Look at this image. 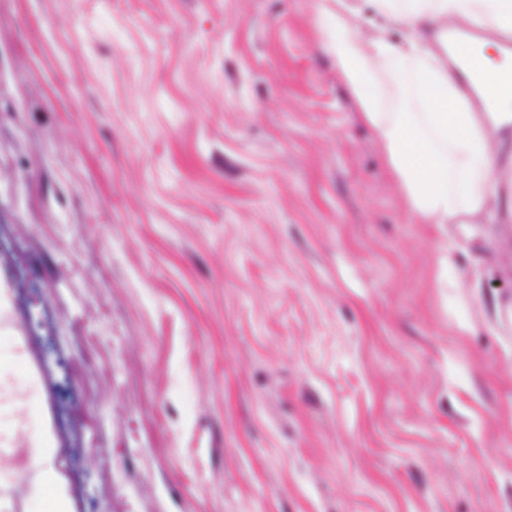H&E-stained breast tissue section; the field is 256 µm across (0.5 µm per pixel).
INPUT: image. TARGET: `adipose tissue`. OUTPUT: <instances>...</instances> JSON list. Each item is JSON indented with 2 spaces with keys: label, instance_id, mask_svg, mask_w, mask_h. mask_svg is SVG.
I'll list each match as a JSON object with an SVG mask.
<instances>
[{
  "label": "adipose tissue",
  "instance_id": "adipose-tissue-1",
  "mask_svg": "<svg viewBox=\"0 0 512 512\" xmlns=\"http://www.w3.org/2000/svg\"><path fill=\"white\" fill-rule=\"evenodd\" d=\"M373 30L362 33L363 8ZM323 46L351 91L416 224H511L501 188L512 172V61L491 58L480 40L474 63L493 99L474 111L439 42L448 28L479 26L512 33V0H324ZM408 69L418 112L382 111L379 74Z\"/></svg>",
  "mask_w": 512,
  "mask_h": 512
}]
</instances>
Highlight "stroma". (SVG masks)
<instances>
[{
	"instance_id": "stroma-1",
	"label": "stroma",
	"mask_w": 512,
	"mask_h": 512,
	"mask_svg": "<svg viewBox=\"0 0 512 512\" xmlns=\"http://www.w3.org/2000/svg\"><path fill=\"white\" fill-rule=\"evenodd\" d=\"M319 0H0V512H512V224H414ZM386 112H416L409 71ZM33 494L45 505V512H67V491L51 468H42L33 485Z\"/></svg>"
}]
</instances>
